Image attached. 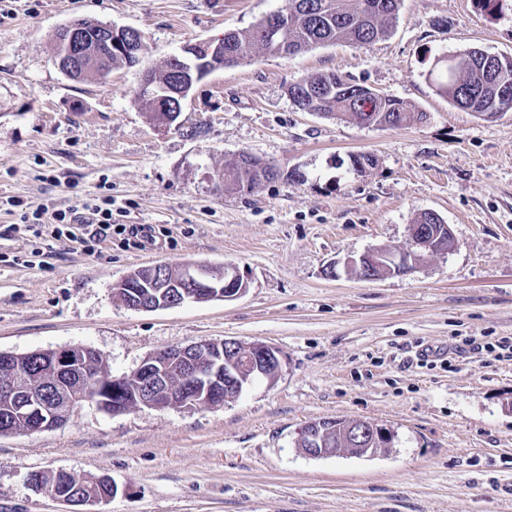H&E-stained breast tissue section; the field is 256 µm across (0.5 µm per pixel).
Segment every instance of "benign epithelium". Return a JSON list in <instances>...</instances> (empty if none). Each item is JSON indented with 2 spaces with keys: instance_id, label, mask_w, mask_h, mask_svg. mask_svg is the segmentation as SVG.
I'll list each match as a JSON object with an SVG mask.
<instances>
[{
  "instance_id": "benign-epithelium-1",
  "label": "benign epithelium",
  "mask_w": 512,
  "mask_h": 512,
  "mask_svg": "<svg viewBox=\"0 0 512 512\" xmlns=\"http://www.w3.org/2000/svg\"><path fill=\"white\" fill-rule=\"evenodd\" d=\"M269 38L284 48L288 45V36L280 18L273 15L269 18L266 28ZM96 39L113 46L125 54L136 55L142 49V34L131 28L116 27L95 22L91 30L76 24L66 26L57 40L56 63L68 72L73 67L83 65L94 56L88 49L90 39ZM178 64L176 72L179 79L172 85H158L151 73L143 75L142 88L152 91L158 99H174L172 111L165 114L162 123L169 125L181 114L182 103L188 97L194 84L210 71L224 65V42L216 44L201 43L184 49V55L175 57ZM412 248L396 252L387 248H376L357 257H348L342 261L347 272H359L382 267L386 275L404 274L416 264L418 256L423 253H437L434 237L429 231L421 228V224H413L410 228ZM224 281L219 282L200 265H186L175 272L166 269L155 272L156 299L145 301L140 298L131 300L126 307L134 311H153L162 303L166 307H175L186 301H230L243 295L247 281L239 270L233 266H224ZM173 360H186L187 369L185 383L178 391L159 390L165 377L168 363ZM278 351L262 342L242 344L236 339H204L186 346L162 350L147 358L140 367L128 375L108 377L101 381L103 390L112 391L116 402L112 403V413L119 414L131 409V405L120 400L127 390L134 392V406L153 409L193 408L200 406H216L225 400L235 397L258 379L268 377L266 370L278 372L280 368ZM96 397L77 395L57 406L56 401L37 396L31 399V406L41 416L53 419L60 414L68 418L85 402L94 401ZM324 433L322 423L316 421L303 425L297 433V442L307 444L302 453L308 457H322L326 449L320 447ZM392 435L385 427L370 424L362 419L353 420L345 441L346 451H357L367 445L378 444L389 446ZM51 495L66 504L93 506L106 501V497L82 495L71 492L61 495L51 491Z\"/></svg>"
}]
</instances>
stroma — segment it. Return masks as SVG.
<instances>
[{"mask_svg": "<svg viewBox=\"0 0 512 512\" xmlns=\"http://www.w3.org/2000/svg\"><path fill=\"white\" fill-rule=\"evenodd\" d=\"M287 0H12L0 15V352L98 351L113 375L202 339L263 342L275 380L220 406L85 403L62 426L0 436V512H73L29 484L33 473L108 476L98 512H512V112L453 106L434 61L477 47L512 56V0H402L391 33L219 69L179 117L156 121L142 76L190 44L251 27ZM93 19L137 29L138 65L73 79L55 34ZM335 72L390 95L424 120L379 128L299 110L290 85ZM248 152L277 180L225 191L224 164ZM374 163L354 172L351 155ZM112 196L111 240L45 236L32 256L20 212L66 211ZM432 211L454 246L407 274L327 278L334 261L411 246ZM151 224L138 248L120 225ZM232 265L248 290L232 301L133 311L112 294L155 264ZM369 419L391 452L314 459L299 428Z\"/></svg>", "mask_w": 512, "mask_h": 512, "instance_id": "35a3bbf8", "label": "stroma"}]
</instances>
